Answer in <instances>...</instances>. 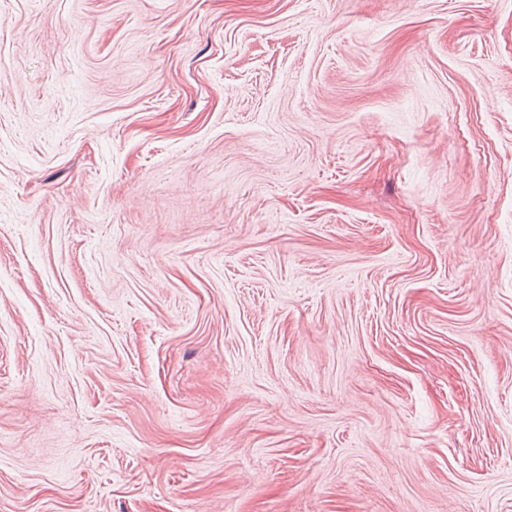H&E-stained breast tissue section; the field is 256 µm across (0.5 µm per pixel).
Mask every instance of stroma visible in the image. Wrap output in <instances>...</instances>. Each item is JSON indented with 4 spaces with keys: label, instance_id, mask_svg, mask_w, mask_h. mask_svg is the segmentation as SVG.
Returning <instances> with one entry per match:
<instances>
[{
    "label": "stroma",
    "instance_id": "stroma-1",
    "mask_svg": "<svg viewBox=\"0 0 512 512\" xmlns=\"http://www.w3.org/2000/svg\"><path fill=\"white\" fill-rule=\"evenodd\" d=\"M0 512H512V0H0Z\"/></svg>",
    "mask_w": 512,
    "mask_h": 512
}]
</instances>
